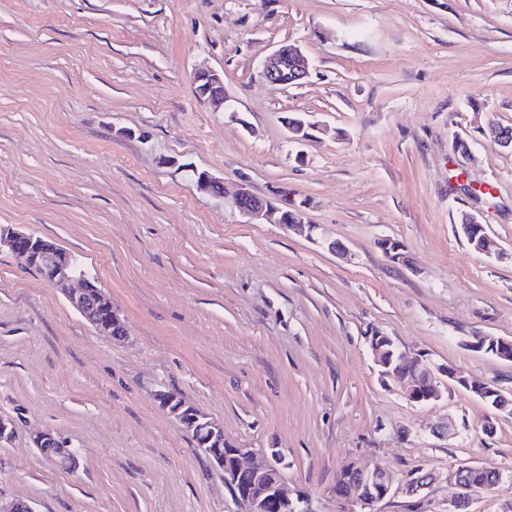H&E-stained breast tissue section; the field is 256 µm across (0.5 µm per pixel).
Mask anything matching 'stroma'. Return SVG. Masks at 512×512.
<instances>
[{
	"label": "stroma",
	"mask_w": 512,
	"mask_h": 512,
	"mask_svg": "<svg viewBox=\"0 0 512 512\" xmlns=\"http://www.w3.org/2000/svg\"><path fill=\"white\" fill-rule=\"evenodd\" d=\"M298 44L309 78L258 77ZM224 74L233 113L198 97ZM317 122L304 144L284 120ZM512 0H0V225L79 255L128 329L98 333L0 250V497L37 512H239L219 471L154 401L167 387L243 448H276L293 496L336 512L357 461L403 481L379 512H448L461 462L499 471L471 512H512V415L452 385L415 406L382 381L371 331L512 393ZM465 141L468 152L457 149ZM194 165L285 208L307 239L252 224ZM476 214L500 255L456 227ZM407 248L391 262L378 241ZM340 242L347 257L327 248ZM50 431L78 453L56 469ZM36 448L58 469L74 470L78 458L75 450L61 436L53 432H41L33 439Z\"/></svg>",
	"instance_id": "35a3bbf8"
}]
</instances>
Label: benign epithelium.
<instances>
[{"mask_svg":"<svg viewBox=\"0 0 512 512\" xmlns=\"http://www.w3.org/2000/svg\"><path fill=\"white\" fill-rule=\"evenodd\" d=\"M311 63L297 45H282L262 64L258 76L272 85L283 88L296 87L309 77ZM193 83L198 96L215 111H230V96L224 87V74L201 68L194 72ZM319 127L306 117L295 121L288 130L298 143L309 138V129ZM196 175L199 190L209 193L217 190L229 199L243 216L252 224L282 223V209L266 203L241 184L228 190L225 183L207 171L191 167ZM284 224V223H282ZM284 227L307 237H313L315 226L306 222L304 212L297 210L293 220ZM7 247L23 264L36 270L65 297L69 305L96 331L113 338L126 333L121 326L118 313L112 308V300L106 292L82 275L72 253L54 241L32 234L0 227V247ZM492 344L499 355L512 360V340L496 336H479L470 342V347L482 350ZM374 364L382 369V379H395L400 383L403 397L411 404L429 405L442 398V389L448 388V381L476 391L492 390L488 383H473L467 377L451 369L434 366L428 359L415 360L413 374H406L380 360L377 341H369ZM159 407L171 417L196 445L205 448L207 458L224 476V486L229 490L241 512H294L297 503L291 498L283 474L284 456L276 448H242L237 445L224 448V426L175 392L157 390L153 394ZM35 447L58 469H75L78 458L75 450L61 436L52 432H41L33 439ZM471 464H462L448 473V484L452 488L448 499V512H470L472 492L465 484V477ZM345 472L354 476L360 485L374 484L381 488V494L364 495L351 489L335 494L339 512H375L374 506L386 497L402 491L413 497L428 488L435 480L433 474L411 477L400 486L395 485L393 476L382 466H362L356 462L345 467Z\"/></svg>","mask_w":512,"mask_h":512,"instance_id":"7a95c632","label":"benign epithelium"}]
</instances>
